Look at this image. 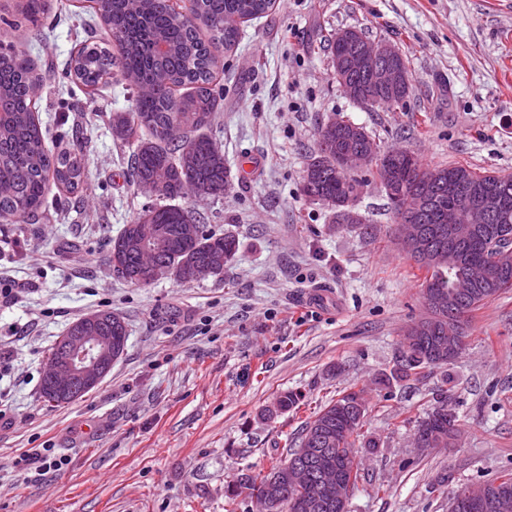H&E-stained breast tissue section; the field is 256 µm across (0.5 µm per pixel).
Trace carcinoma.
Masks as SVG:
<instances>
[{"mask_svg": "<svg viewBox=\"0 0 512 512\" xmlns=\"http://www.w3.org/2000/svg\"><path fill=\"white\" fill-rule=\"evenodd\" d=\"M272 0H97L89 14L108 28L110 44L101 46L87 39L80 44L71 61L70 75L82 87L93 91L104 76L117 71L134 84L138 94L128 112H114L110 130L114 140L129 149L128 170L141 193L159 199L126 224L109 240V247L122 241L129 246L127 273L120 278L142 286L141 268L135 244L136 228L163 224L169 228L170 245L158 261L178 267L190 260L219 258L230 266L238 251V242L229 235L217 234L200 223V216L180 200L220 197L232 188L231 171L224 151L206 134L215 113L224 101V85L217 82L220 69L215 51L235 47L241 23L265 14ZM21 12L37 19L48 12L47 0H23ZM36 77L30 61L14 45L0 47V220L7 224H37L48 219V198L56 186L72 195L84 186L82 142L73 149L55 153L48 146V131L42 129L34 101ZM367 149L379 154L372 176L383 180L390 174L398 191L411 198H422L417 223L427 227L430 239L426 249L436 258L410 257L430 276L422 284L424 302L431 310L425 322L412 321L402 331V346L419 351L412 357L401 353L389 373L377 384L387 388L395 383L415 381L420 370L436 367L442 336L448 330V298L466 280L468 264L484 257L497 259L506 277L486 281L470 288L459 318L469 325L472 314L490 300L512 289V246L474 233L464 250L448 252V237L435 228L448 216V208H466L462 199L448 198V179L472 181L496 198L505 195L507 203L498 206L497 224L509 226L512 234V173L476 172L462 164L425 166L408 150L394 154L376 142L365 129L354 133L347 124H323L317 132V148L312 161H319L310 181L302 180L301 192L307 199L335 210L340 200H355L363 181L352 172H343L344 159ZM196 227L187 237L182 228ZM361 397L353 389L328 401L305 422L299 435L290 441L284 453L269 456V466L239 471L227 487L230 501L243 491L248 497L265 496L267 473L281 477L295 473L302 464L310 475L311 498L306 505L290 497L279 499L276 512H336L334 501L316 499L321 470L339 474L357 490L365 480L362 459L355 448H377L379 442L367 437L365 420L349 423L340 413ZM302 395L287 391L277 400V410L297 409ZM459 433L457 416L441 404L418 422L414 440L420 447L422 436L435 441L434 447L453 445ZM505 495L512 501V472L481 484L474 493Z\"/></svg>", "mask_w": 512, "mask_h": 512, "instance_id": "cac0c4a2", "label": "carcinoma"}]
</instances>
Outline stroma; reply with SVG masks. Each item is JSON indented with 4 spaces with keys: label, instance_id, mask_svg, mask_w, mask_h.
<instances>
[{
    "label": "stroma",
    "instance_id": "stroma-1",
    "mask_svg": "<svg viewBox=\"0 0 512 512\" xmlns=\"http://www.w3.org/2000/svg\"><path fill=\"white\" fill-rule=\"evenodd\" d=\"M19 4L0 0V40L51 63L39 115L57 128L56 149L85 143L87 190L59 196L51 223L0 226V283L22 291L0 299V512H253L254 502L232 507L225 496L238 471L265 466L348 388L362 393L364 431L380 442L364 457L350 512H448L458 486L512 470V291L474 312L448 366L380 387L403 327L425 312V273L398 247L387 197L367 171L359 224L334 226L300 192L317 130L333 118L430 166L512 173V0H276L243 24L223 55L224 102L209 131L233 185L195 204L208 228L236 238V261L198 283L140 288L108 266L109 240L153 203L108 126L134 91L112 74L90 95L68 74L85 37L75 0H52L44 43L27 41L35 26ZM347 27L407 52L409 110L372 112L345 95L325 40ZM317 289L326 305H305ZM98 309L124 319V354L81 400L45 406L47 349ZM286 391L304 398L297 414L274 411ZM442 400L459 419V444L420 451L415 426ZM46 444L66 458L61 470L33 478L16 466Z\"/></svg>",
    "mask_w": 512,
    "mask_h": 512
}]
</instances>
